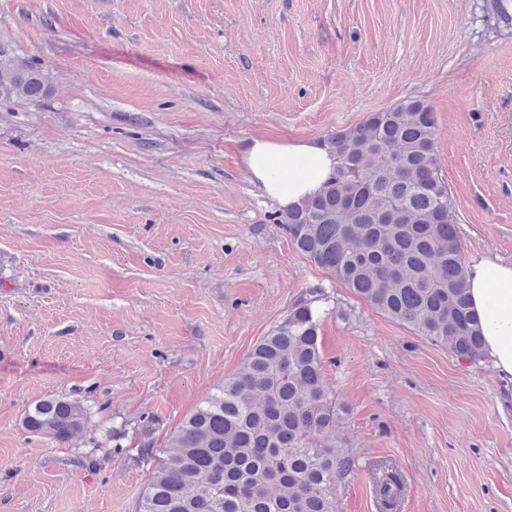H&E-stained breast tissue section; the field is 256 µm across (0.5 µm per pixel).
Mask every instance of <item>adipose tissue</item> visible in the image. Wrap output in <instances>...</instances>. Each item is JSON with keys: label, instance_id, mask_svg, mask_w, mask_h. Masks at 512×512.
<instances>
[{"label": "adipose tissue", "instance_id": "ef3b65f1", "mask_svg": "<svg viewBox=\"0 0 512 512\" xmlns=\"http://www.w3.org/2000/svg\"><path fill=\"white\" fill-rule=\"evenodd\" d=\"M242 164L250 183L283 211L317 195L337 166L328 143L309 139H251ZM466 288L483 329L485 355L500 378L512 384V263L497 257L469 263Z\"/></svg>", "mask_w": 512, "mask_h": 512}]
</instances>
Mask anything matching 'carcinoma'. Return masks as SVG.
Here are the masks:
<instances>
[{"mask_svg":"<svg viewBox=\"0 0 512 512\" xmlns=\"http://www.w3.org/2000/svg\"><path fill=\"white\" fill-rule=\"evenodd\" d=\"M50 88L48 71L0 51V94L37 102ZM329 144L336 175L275 222L312 263L378 312L459 360H481L483 336L466 293L432 107L403 99ZM316 298L300 301L163 446L150 440L148 415L139 447L96 444L104 457L152 468L138 512H338L336 486L352 464L323 376ZM89 415L77 400L47 397L26 412L24 425L66 443L83 433ZM376 492L391 505L399 487L388 476Z\"/></svg>","mask_w":512,"mask_h":512,"instance_id":"1","label":"carcinoma"}]
</instances>
